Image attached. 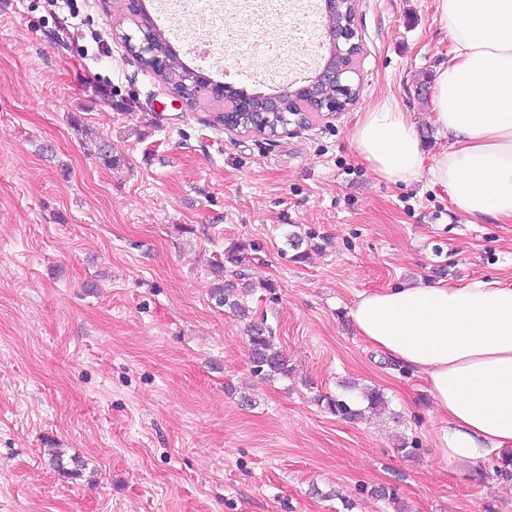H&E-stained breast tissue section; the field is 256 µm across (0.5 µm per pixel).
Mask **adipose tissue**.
I'll use <instances>...</instances> for the list:
<instances>
[{"mask_svg": "<svg viewBox=\"0 0 512 512\" xmlns=\"http://www.w3.org/2000/svg\"><path fill=\"white\" fill-rule=\"evenodd\" d=\"M451 45L436 71L434 123L448 144L426 160L399 102L352 131L359 157L393 185L422 176L470 223H512V0H436ZM352 324L370 346L424 377L448 422L443 454L475 462L512 452V282H418L358 295Z\"/></svg>", "mask_w": 512, "mask_h": 512, "instance_id": "1", "label": "adipose tissue"}]
</instances>
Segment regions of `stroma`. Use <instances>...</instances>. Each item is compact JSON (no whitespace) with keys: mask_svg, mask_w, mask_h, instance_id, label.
<instances>
[{"mask_svg":"<svg viewBox=\"0 0 512 512\" xmlns=\"http://www.w3.org/2000/svg\"><path fill=\"white\" fill-rule=\"evenodd\" d=\"M358 24V101L268 141L214 128L210 99L176 101L128 53L142 34L115 0H0V512H512V474L448 462L424 379L348 316L359 293L419 279L512 281V224L468 223L425 177L384 182L350 140L389 96L427 155L445 147L435 0H363ZM252 69L243 46L208 73L262 94L294 79ZM85 125L124 165L100 163ZM293 232L313 239L305 260ZM232 246L291 379L253 375L244 321L211 296ZM348 381L389 415L318 403ZM363 397L368 402L367 406L363 409H357L350 405L345 399L338 397L323 396L325 407L335 415H341L347 419L354 420L361 418L366 411H381L386 409L387 401L383 393L375 388H362ZM47 456L49 464L65 475L80 476V472L84 466V462L77 457L65 458V454L60 448H49Z\"/></svg>","mask_w":512,"mask_h":512,"instance_id":"obj_1","label":"stroma"}]
</instances>
